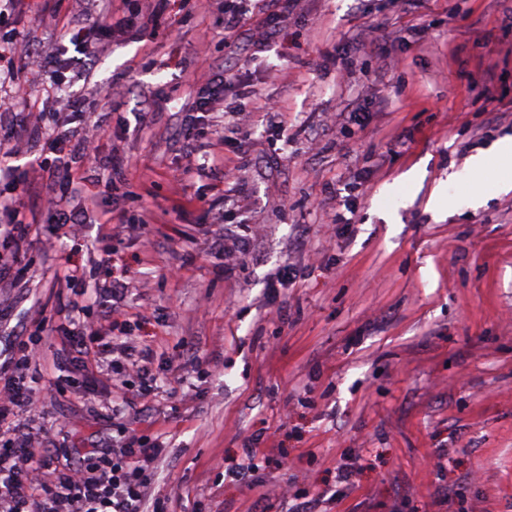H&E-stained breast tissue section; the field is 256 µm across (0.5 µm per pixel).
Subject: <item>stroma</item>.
I'll return each instance as SVG.
<instances>
[{
    "instance_id": "obj_1",
    "label": "stroma",
    "mask_w": 512,
    "mask_h": 512,
    "mask_svg": "<svg viewBox=\"0 0 512 512\" xmlns=\"http://www.w3.org/2000/svg\"><path fill=\"white\" fill-rule=\"evenodd\" d=\"M229 3L182 0L158 27L101 33L91 55L43 0L0 23L45 44L97 103L103 154L130 162L127 184L101 170L86 187L124 217L115 267L160 386L111 413L79 368L56 369L70 389L50 416L79 448L131 425L162 442L154 487L172 512H296L273 495L290 481L315 512H512V192L483 181L475 207L450 179L512 138V0H301L254 60L224 31ZM225 69L216 130L234 185L185 176L181 136ZM441 184L455 203L439 212ZM186 196L199 204L182 213ZM98 228L89 214L75 239L40 215L0 292V362L37 333L32 304L66 296L55 269L111 279ZM178 364L188 404L168 382ZM258 436L276 454L232 478Z\"/></svg>"
}]
</instances>
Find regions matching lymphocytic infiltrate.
<instances>
[{
    "mask_svg": "<svg viewBox=\"0 0 512 512\" xmlns=\"http://www.w3.org/2000/svg\"><path fill=\"white\" fill-rule=\"evenodd\" d=\"M175 0H141L130 7L129 0L108 9L102 16H87L71 31L80 44H87L99 31L125 30L136 26L155 25L170 13ZM264 16L262 37L253 41L254 52H261L265 39L278 36L285 29L289 15L298 0H254ZM46 74L51 88H58L55 63L47 56L40 40L34 36L22 39L0 38V85L18 84L22 75L31 70ZM94 102L77 95L64 96L60 106L52 109L28 110L6 136L0 138V154L12 156L23 152L30 131L43 138L42 149L62 159L77 156L81 164L91 169L111 168L114 182H123L125 160L121 156L107 159L100 155L93 138L73 144L70 129L73 123L94 112ZM8 181L11 195H0V243H6L8 253L0 252V287L14 283V272L29 250V240L35 223V209L25 208L24 198L42 199L51 210L56 223L78 232L85 210L96 208L95 195L84 192L82 177L66 176L58 186L44 187L29 179L16 167L0 166V181ZM82 195L80 207H71L74 195ZM81 274L69 269L63 279L71 298L62 300L53 312L37 309L34 321L40 333L18 340L7 362L0 363V512H168V500L153 496L151 488L156 464L163 450L149 443L137 428H129L111 451L95 448L81 451L80 460H73L66 446L56 448L54 455L42 453L47 442L46 432L20 431V415L29 413L45 417L40 402L42 391L64 394L60 382L34 385L29 377L42 362L41 333L63 332L69 338L66 362L85 366L86 378H94L91 367L103 350L112 353V374L104 394L112 408L131 405L133 400L155 397L157 379L152 372L154 351L150 346L131 341L126 298L129 284L125 276L93 287L80 286ZM103 308L111 339L103 341L100 328L86 316L88 305ZM136 377V396H128L127 379Z\"/></svg>",
    "mask_w": 512,
    "mask_h": 512,
    "instance_id": "f902f5d3",
    "label": "lymphocytic infiltrate"
}]
</instances>
